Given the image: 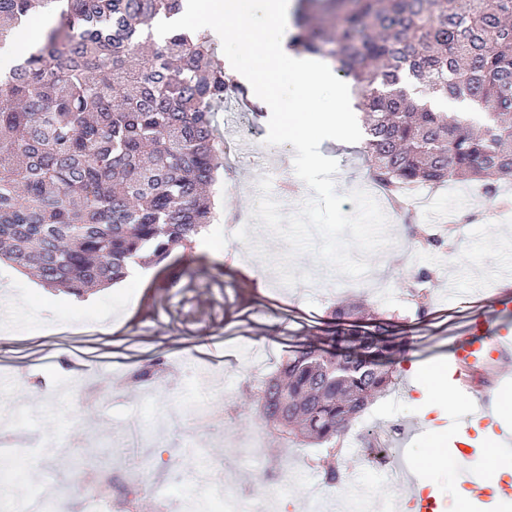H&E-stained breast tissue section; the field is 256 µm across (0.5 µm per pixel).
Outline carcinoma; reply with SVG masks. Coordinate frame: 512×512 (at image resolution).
I'll use <instances>...</instances> for the list:
<instances>
[{
    "label": "carcinoma",
    "instance_id": "1",
    "mask_svg": "<svg viewBox=\"0 0 512 512\" xmlns=\"http://www.w3.org/2000/svg\"><path fill=\"white\" fill-rule=\"evenodd\" d=\"M51 28L0 74V257L51 288L81 294L186 257L214 219L207 188L224 174L214 113L247 95L215 59L211 37L176 30L145 37L183 0H0V37L37 8ZM289 45L338 65L365 114L370 178L408 214L415 185L512 177V0H298ZM425 97H412L403 78ZM488 108L468 119L424 98ZM423 251L442 245L408 225ZM419 316L428 290L411 293ZM358 314L336 302L328 349L294 351L254 394L259 420L288 443L320 448L324 483L341 480L342 439L394 387L402 342L386 322L353 336Z\"/></svg>",
    "mask_w": 512,
    "mask_h": 512
}]
</instances>
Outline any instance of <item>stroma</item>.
Instances as JSON below:
<instances>
[{
  "mask_svg": "<svg viewBox=\"0 0 512 512\" xmlns=\"http://www.w3.org/2000/svg\"><path fill=\"white\" fill-rule=\"evenodd\" d=\"M217 122L233 163L219 190L227 213L249 215L247 241L215 224L212 250L197 253L189 273L178 274L172 266L152 268L146 280L133 284L127 301L104 287L97 304L78 312L65 292L47 295L25 288L19 314L0 303V321L8 326L7 339H0V417L14 418L16 410L27 408L30 396L20 376L31 377L39 388L38 405L22 418L25 450L46 438L72 439L85 454H95L110 437L141 426L139 445L129 454L147 483L165 487L167 493L148 494L134 503L111 487L101 495L108 512H189L183 486H207L221 478L229 495L237 496L258 490L267 469L282 463L291 473L288 512H313V489L322 478L312 449L285 448L272 437L259 452H251L240 422L255 418L256 410L241 409L238 400L245 395L247 351H258L266 369H273L292 344L325 339V311L337 300L365 304L367 314L357 319L361 325L368 323L369 311H395L397 335L409 338L410 349L397 355L394 388L378 397L365 417L374 433L382 435L431 409L426 431L412 440L408 456L411 467L421 468L420 451L433 439L452 447L455 416L447 398L410 376L412 365L445 368L452 336L464 325L490 317L494 303L512 302V209H501L498 198L489 195L472 200L466 183L452 189L438 185L432 207L414 215L419 224L452 226L449 248L419 251L405 225L391 221L394 243L371 256V269L362 279L334 275L305 254L296 267L313 273V282L287 286L276 268H263L261 257L243 261L239 253L250 242L262 244L274 257L288 249L251 216L259 180L270 177L271 195L286 214L311 192L294 172L293 146L266 144V112L228 101ZM242 122L252 130L246 150L239 144ZM320 151L338 164L337 193L369 184V166L359 148L325 141ZM422 270L433 275L432 305L419 317L409 303V287ZM157 358L165 367L159 383L133 381V369ZM209 373L223 375L227 390L220 431L189 420L203 400L201 377ZM76 410L80 424L66 429V417ZM89 484L88 476L74 474L50 454L37 470L14 481L15 489L26 490L29 497L57 499L62 512H86Z\"/></svg>",
  "mask_w": 512,
  "mask_h": 512,
  "instance_id": "stroma-1",
  "label": "stroma"
}]
</instances>
